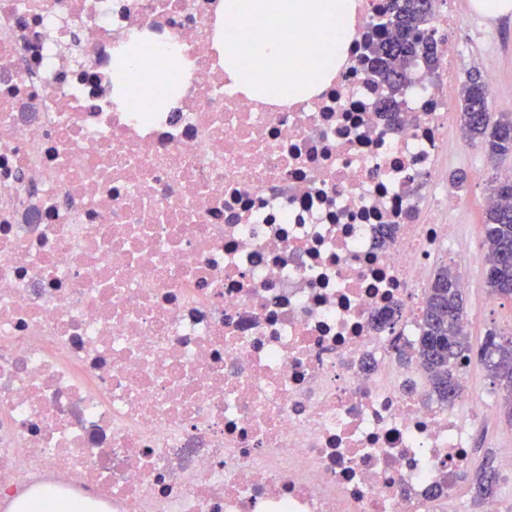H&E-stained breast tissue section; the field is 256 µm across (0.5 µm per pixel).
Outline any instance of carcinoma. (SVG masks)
Here are the masks:
<instances>
[{
  "instance_id": "1",
  "label": "carcinoma",
  "mask_w": 512,
  "mask_h": 512,
  "mask_svg": "<svg viewBox=\"0 0 512 512\" xmlns=\"http://www.w3.org/2000/svg\"><path fill=\"white\" fill-rule=\"evenodd\" d=\"M418 11L411 0H393L387 38L369 45L374 73L392 89L408 79L413 59L424 58L428 67L435 62L432 39L421 35L434 18V0ZM462 119L466 137L482 146L490 156L512 152V115L500 114L491 120L485 83L469 78L463 89ZM512 179L496 182L492 196L499 204L486 209L484 243L490 253L486 266V281L494 296L512 298V193L505 189ZM463 289L459 277L448 267L436 271L426 290L422 314V333L417 352L428 375L432 393L444 404L454 402L460 392V373L470 360L472 346L464 322ZM493 379L505 390L504 411L512 422V373L501 372L504 365L512 366V332L487 331L479 349Z\"/></svg>"
}]
</instances>
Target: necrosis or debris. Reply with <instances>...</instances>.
<instances>
[{
    "instance_id": "obj_1",
    "label": "necrosis or debris",
    "mask_w": 512,
    "mask_h": 512,
    "mask_svg": "<svg viewBox=\"0 0 512 512\" xmlns=\"http://www.w3.org/2000/svg\"><path fill=\"white\" fill-rule=\"evenodd\" d=\"M223 0H0V504L109 512H447L492 415L437 404L414 349L448 217L455 5L382 112L354 0L331 84L251 99ZM176 38L167 112H123L112 59ZM19 512H87L81 497H65L44 491L25 501Z\"/></svg>"
}]
</instances>
